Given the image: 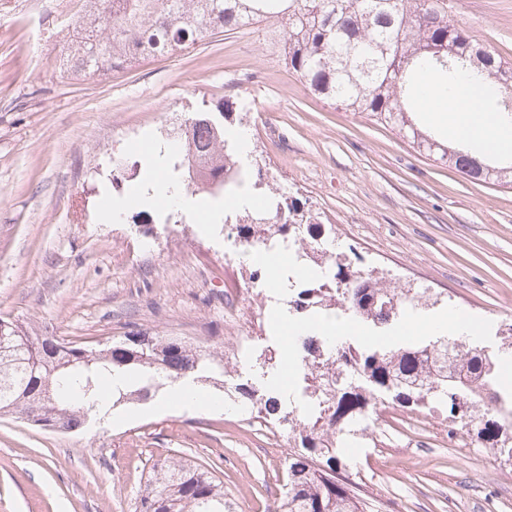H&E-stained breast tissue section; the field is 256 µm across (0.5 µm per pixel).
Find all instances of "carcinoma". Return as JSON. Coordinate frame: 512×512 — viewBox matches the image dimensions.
<instances>
[{
  "label": "carcinoma",
  "mask_w": 512,
  "mask_h": 512,
  "mask_svg": "<svg viewBox=\"0 0 512 512\" xmlns=\"http://www.w3.org/2000/svg\"><path fill=\"white\" fill-rule=\"evenodd\" d=\"M87 11L73 24L77 46L69 69L85 76L134 65L172 47L197 44L218 29L233 31L265 23L283 33L281 60L310 91L350 112L403 132L418 150L452 161L473 178L489 164L464 145L449 148L422 132L410 119L421 81L442 91L463 79L495 86L482 102L501 123L512 126V67L504 65L448 19L440 0H84ZM182 152L164 173L174 187L193 182L201 164H210L196 192L233 203L246 197L248 170L224 127V105L193 111L181 124ZM295 201L269 198L265 209L245 211L237 224L240 241L257 254L284 244L298 258L320 249L321 225L298 224ZM361 258L325 256L319 271L288 283L289 306L298 315H347L369 325H387L419 305L438 299L393 277L375 275ZM297 361L302 371L301 405L285 409L275 386L263 393L246 384L234 387L255 417L288 428L291 444L286 483L275 512H367L359 485L340 474L344 448L356 438L358 420L387 400L415 410L440 402L448 420L476 435L500 456L512 458V387L501 385L494 356L446 334L417 344L382 347L373 341L332 347L334 338L301 337ZM460 353L457 370L440 360L448 344ZM230 373L224 351L195 346L151 330H138L95 345L56 342L31 336L22 325L0 320V415L15 414L46 428L53 421L77 431L104 408L103 385L115 403H139L166 380L209 379ZM212 462L170 457L153 464L134 501V512H232L224 481Z\"/></svg>",
  "instance_id": "1"
}]
</instances>
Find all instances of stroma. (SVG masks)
I'll return each instance as SVG.
<instances>
[{
  "label": "stroma",
  "instance_id": "35a3bbf8",
  "mask_svg": "<svg viewBox=\"0 0 512 512\" xmlns=\"http://www.w3.org/2000/svg\"><path fill=\"white\" fill-rule=\"evenodd\" d=\"M449 20L512 64V0H446ZM75 0H0V319L33 336L106 341L139 329L217 349L240 365L291 329L270 318L279 296L246 276L234 225L206 212L113 220L123 178H148L150 150L175 139L188 110L226 103L249 136L251 178L336 233L334 250L445 298L485 325L496 352L512 327V183L476 181L414 148L398 129L314 96L282 62L269 27L216 30L177 54L96 76L61 70L59 37ZM202 381L186 408L168 390L60 433L0 416V512H133L159 460L221 458L234 512H266L286 479V431ZM344 462L372 512H512V463L449 427L443 407L379 410Z\"/></svg>",
  "mask_w": 512,
  "mask_h": 512
}]
</instances>
